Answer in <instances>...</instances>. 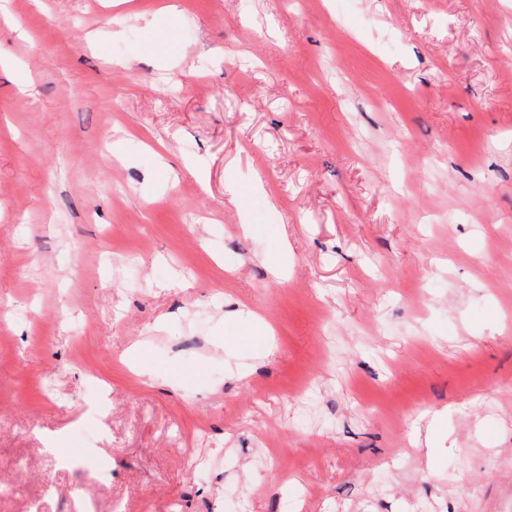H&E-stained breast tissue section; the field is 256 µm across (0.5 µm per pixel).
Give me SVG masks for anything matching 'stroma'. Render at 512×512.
<instances>
[{"mask_svg": "<svg viewBox=\"0 0 512 512\" xmlns=\"http://www.w3.org/2000/svg\"><path fill=\"white\" fill-rule=\"evenodd\" d=\"M146 2L0 12V512H512V0Z\"/></svg>", "mask_w": 512, "mask_h": 512, "instance_id": "35a3bbf8", "label": "stroma"}]
</instances>
